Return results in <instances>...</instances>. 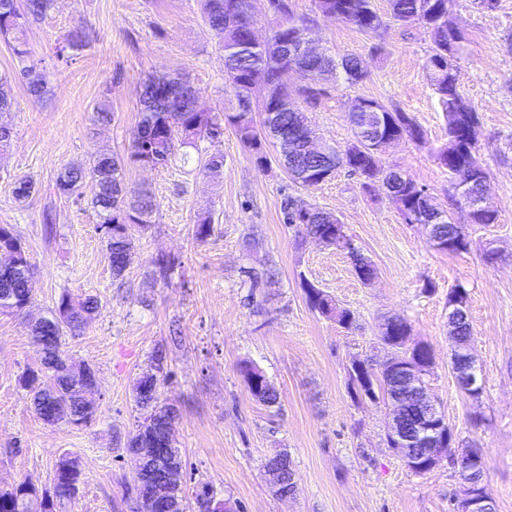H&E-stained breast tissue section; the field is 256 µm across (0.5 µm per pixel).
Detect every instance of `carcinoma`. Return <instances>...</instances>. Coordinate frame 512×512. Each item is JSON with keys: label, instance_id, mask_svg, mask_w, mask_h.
I'll return each mask as SVG.
<instances>
[{"label": "carcinoma", "instance_id": "1", "mask_svg": "<svg viewBox=\"0 0 512 512\" xmlns=\"http://www.w3.org/2000/svg\"><path fill=\"white\" fill-rule=\"evenodd\" d=\"M55 0H0V38L14 39V53L20 58L29 56L25 44L16 36L18 20L40 19L54 5ZM257 0H201V12L205 25L217 39L224 51V72L228 87L236 103L246 100L254 88H264L271 95L279 96L288 87L281 84V72L296 69L305 84L295 94L306 102L326 93L319 85L318 65L311 59L292 58L274 51H262L249 40L247 23L254 16ZM264 9L276 16H291L292 0H262ZM318 11L338 21L355 26L364 32L377 33L387 25L396 22L402 25H421L431 37L432 50L425 61L431 87L437 97L446 124L448 139L435 150L438 163L447 169L456 184H464V197L457 203L474 202L484 191L487 173L479 157L477 144L467 140L468 120L476 117L474 109L466 102L459 89L458 74L448 73L439 67L437 58L453 48L457 53L465 50V33L456 28L450 3L453 0H388L387 17L374 9L372 0H314ZM239 18L229 24L227 17ZM89 45L86 30L76 27L68 32L58 47V58L74 60ZM339 78L356 84L366 77V70L360 67L357 57L340 59ZM27 93L34 101L46 98L50 92L49 76L39 63L32 61L17 73ZM380 113L382 134L397 135L416 143H426L421 127L414 119L398 107H389L372 99L356 97L348 102V112L354 125V141L344 150H333L332 155L323 157L309 151L305 146V135L309 125L306 112L280 111L271 117L254 122L253 108H236L233 113L218 114L204 107L200 90L186 87V82L173 76L151 75L143 83L140 94V108L136 131L132 140L130 160L153 168L168 166L175 157L178 147L195 145V138L206 137L212 141L220 139L224 124L232 125L240 140L255 152L258 166L264 167L270 158L263 151V144L275 143L283 136L297 143L288 156L286 169L292 182L305 189H313L325 182L323 175L330 169L345 167L363 180V187L370 188L377 182L388 179V172L379 163L362 138L374 128L367 121L366 108ZM126 162L123 157L111 153H99L87 163L65 167L56 178L59 193L75 202L81 201L80 189L87 180L95 186L92 205L97 210L101 224L111 226L107 235V258L112 276H123L128 263L132 241L129 227L133 224L144 226L151 223L154 211L153 197L146 192L128 189L125 179ZM200 171L207 177L218 178L224 172V154L212 153L200 161ZM416 181L404 175L400 183L388 187L389 193L399 197L403 208L399 215L406 224L422 223L435 216L437 220L427 228V236L433 247L450 253L468 250L469 239L462 227L453 222L450 214L434 203L431 196L416 198L412 190ZM282 221L296 226L305 236L320 240L326 246L347 249L348 239L343 228L332 222L333 215L306 202L298 196L286 195L281 201ZM9 249L26 256L24 243L13 229L0 226V249ZM313 309L326 316L338 312L339 320L353 321V313L340 307L330 295L320 293L317 297L307 296ZM32 300L31 280L25 276L6 283L0 281V311L19 314ZM98 308V300L88 296L81 301L70 294L59 297L56 309L50 316L31 326V335L41 348V366L28 370L22 377V386L32 395L34 411L47 424L65 422L86 426L92 415L74 416L78 401L84 399L82 391L83 367L70 363L64 350V336L81 330ZM379 341L388 345L396 358L408 360L421 377H426L432 365L430 348L421 343L410 342V326L396 318L390 321ZM163 353L158 351L151 358V369L140 376L135 384L137 406L158 416L156 428L158 447L170 448L176 455L181 452L174 445L173 426L176 410L159 408L155 405L160 375L164 374ZM380 374L374 378V395L377 399H389L401 403L409 423H414L421 412L416 396L402 390L399 375L394 367L377 363ZM240 372L250 394L260 403L272 407L279 404L280 395L276 388L258 370V366L243 362ZM265 465L277 466L281 471V484L285 492H297L298 480L293 468L271 456ZM79 459L70 454L62 455L56 465L53 492L38 494L29 485L20 484L11 490L0 491V512H30L31 502L40 505V512H53L55 506H62L75 497L81 478ZM186 473L168 480L155 479L146 487L137 490L141 512H157L160 500L164 498L186 499Z\"/></svg>", "mask_w": 512, "mask_h": 512}]
</instances>
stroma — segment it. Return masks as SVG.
<instances>
[{"label":"stroma","instance_id":"1","mask_svg":"<svg viewBox=\"0 0 512 512\" xmlns=\"http://www.w3.org/2000/svg\"><path fill=\"white\" fill-rule=\"evenodd\" d=\"M293 12L310 39L333 55L360 57L368 70L354 85L325 82V96L306 104L318 141L338 149L352 141L348 101L355 97L408 112L425 130L427 146L395 141L380 163L425 186L462 225L470 249L432 247L423 225L404 223L382 189L365 190L346 169L308 191L278 162L258 168L228 124L220 140L197 139L168 167L128 163L129 188L151 194L155 211L148 227L131 228L129 264L113 278L105 230L91 205L94 185L85 183L81 202H74L55 187L60 170L102 151L128 156L149 75L190 81L215 112H234L236 100L200 0H56L47 16L18 31L33 59L44 60L51 93L35 102L21 83L9 82L12 107L0 114L15 134L0 152V225L22 237L34 267L26 312L0 313V489L25 483L52 491L56 463L70 453L82 477L59 512H139L125 442L140 415L134 384L159 350L167 377L158 403L177 411L174 439L189 489L208 486L216 498L237 501L241 512H452L462 483L450 459L413 473L386 441L384 402L358 403L350 393L351 362L380 358L377 340L387 320L402 318L412 340L432 350L427 384L454 447L483 453L495 512H512V0H498L493 11L475 0L454 5L469 39L458 61L459 85L478 114L486 204L498 215L493 224L471 223L457 207L448 172L431 152L446 131L424 69L427 31L393 23L365 33L324 17L313 0H293ZM78 23L89 47L71 64L56 62V46ZM101 103L112 110L105 126L93 122ZM217 151L224 176L212 181L199 173L198 157ZM19 178L37 188L24 201L13 194ZM286 193L336 215L375 265L373 284L357 278L347 254L282 223ZM205 212L214 223L201 244L195 221ZM247 237L255 248H244ZM491 250L498 260L489 265L484 254ZM161 256L171 264L164 274L154 264ZM270 267L279 272L276 284L251 283L250 274ZM305 279L353 312L350 328L311 308ZM457 284L468 291L471 349L483 374L476 398L459 389L450 364L448 292ZM65 292L77 301L99 300L80 334L66 338L70 357L96 373L95 416L87 426L44 423L20 383L41 359L28 324L49 316ZM245 360L275 384L279 405L264 406L248 393L239 372ZM282 449L298 479L290 499L273 494L265 469Z\"/></svg>","mask_w":512,"mask_h":512}]
</instances>
